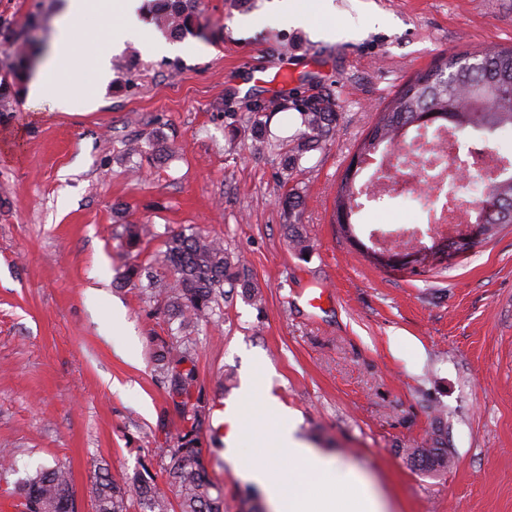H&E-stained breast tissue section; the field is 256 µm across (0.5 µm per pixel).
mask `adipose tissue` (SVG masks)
Segmentation results:
<instances>
[{
    "label": "adipose tissue",
    "mask_w": 512,
    "mask_h": 512,
    "mask_svg": "<svg viewBox=\"0 0 512 512\" xmlns=\"http://www.w3.org/2000/svg\"><path fill=\"white\" fill-rule=\"evenodd\" d=\"M143 0H66L55 42L27 86L28 100L50 112L66 107L69 93L95 99L98 88L86 70V53L104 32L113 41H158L160 35L138 19ZM243 405L230 420L225 437L231 460L249 481L269 495L274 512H386L371 482L344 469L334 457L308 447L288 424H276L282 409L270 396L258 395L255 382L241 390ZM277 455L281 466L262 460L259 449Z\"/></svg>",
    "instance_id": "1"
}]
</instances>
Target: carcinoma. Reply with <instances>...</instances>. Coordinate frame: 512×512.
<instances>
[{
	"mask_svg": "<svg viewBox=\"0 0 512 512\" xmlns=\"http://www.w3.org/2000/svg\"><path fill=\"white\" fill-rule=\"evenodd\" d=\"M199 0H161L157 22L180 35H202L196 4ZM33 66L16 52L0 60V112L14 110L15 98L9 79L21 80ZM329 97L302 104L300 131L286 155L289 170L299 167L302 156L320 148L336 132V113L329 111ZM443 121L460 129H480L493 133L512 128V46L470 57L466 54L443 56L429 69L415 74L377 113L376 120L361 141L354 162L347 167L336 190L334 223L347 235L356 224L354 184L362 165L383 144H393L405 130L426 127ZM301 195L288 190L282 201L287 216L284 232L295 250L305 253L310 244L303 225L298 223ZM477 223L481 237L456 242V249L473 250L491 239L498 229L512 224V180L490 179L482 200ZM124 235L128 245L137 246L150 235L144 224H127ZM165 256L174 271L170 287L165 289L168 319L183 328L211 319L219 300L227 296L224 285L255 303L261 296L253 283L240 271L242 259L225 248L223 242L200 232L171 234L165 242ZM155 361L167 382L169 394L181 398L187 407L197 378L191 348L185 343L160 340ZM206 422L202 410L183 411V429L177 444L167 449L169 462L163 469L164 481L158 483L149 465L130 479L118 481L106 467L98 468L89 488L95 512H224V491L210 477L197 436ZM407 457L415 464L446 470L453 457L443 448H409ZM76 498L67 464L39 466L19 481L18 512H73Z\"/></svg>",
	"mask_w": 512,
	"mask_h": 512,
	"instance_id": "obj_1",
	"label": "carcinoma"
}]
</instances>
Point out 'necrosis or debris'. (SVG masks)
Wrapping results in <instances>:
<instances>
[{"label": "necrosis or debris", "mask_w": 512, "mask_h": 512, "mask_svg": "<svg viewBox=\"0 0 512 512\" xmlns=\"http://www.w3.org/2000/svg\"><path fill=\"white\" fill-rule=\"evenodd\" d=\"M497 168V156L491 150L464 153L459 133L438 125L405 146L388 149L366 167L358 185L359 197L382 203L392 199L409 201L426 214V230L413 236L378 238L381 246H418L424 234L453 237L463 231L467 215L478 210L477 198L468 194L474 184L486 183L487 175ZM456 197L457 208H448L449 197Z\"/></svg>", "instance_id": "necrosis-or-debris-1"}]
</instances>
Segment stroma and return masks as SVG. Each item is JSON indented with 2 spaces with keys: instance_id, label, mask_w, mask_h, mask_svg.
<instances>
[{
  "instance_id": "35a3bbf8",
  "label": "stroma",
  "mask_w": 512,
  "mask_h": 512,
  "mask_svg": "<svg viewBox=\"0 0 512 512\" xmlns=\"http://www.w3.org/2000/svg\"><path fill=\"white\" fill-rule=\"evenodd\" d=\"M276 0H202L204 36L113 56L96 102L42 111L14 86L0 114V512L26 471L67 462L81 512L94 471L160 474L183 419L154 361L177 333L165 312L164 242L193 228L245 260L241 295L192 332L199 446L225 512H270L229 462L222 417L260 375L312 447L384 494L389 512H512V226L424 264L379 266L333 222L336 189L376 114L442 54L512 45V0H332L284 25ZM63 0H0L15 47L47 48ZM330 95L336 134L286 172L278 145L297 101ZM266 108L275 150L235 133ZM302 196L312 247L289 245L281 198ZM154 236L126 244L123 227ZM147 277L128 280L132 266ZM328 300L313 310L311 293ZM450 450L448 470L405 451Z\"/></svg>"
}]
</instances>
